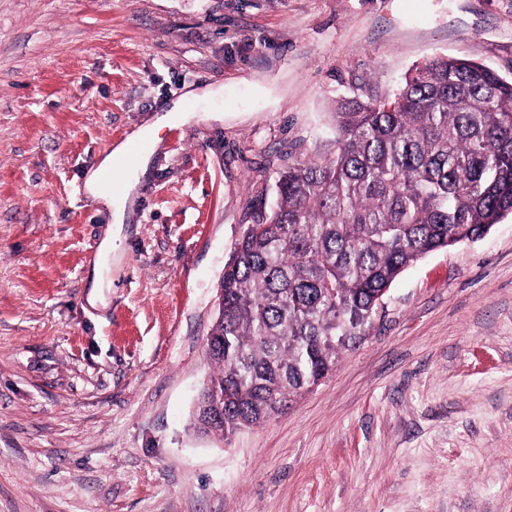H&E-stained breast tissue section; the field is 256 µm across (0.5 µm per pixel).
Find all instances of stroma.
<instances>
[{
	"mask_svg": "<svg viewBox=\"0 0 512 512\" xmlns=\"http://www.w3.org/2000/svg\"><path fill=\"white\" fill-rule=\"evenodd\" d=\"M439 55L511 79L512 0H0V512H512V215L404 271L286 411L189 428L270 171ZM205 88L223 118L160 132L89 305L112 210L77 186Z\"/></svg>",
	"mask_w": 512,
	"mask_h": 512,
	"instance_id": "1",
	"label": "stroma"
}]
</instances>
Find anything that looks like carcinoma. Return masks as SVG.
<instances>
[{"label":"carcinoma","mask_w":512,"mask_h":512,"mask_svg":"<svg viewBox=\"0 0 512 512\" xmlns=\"http://www.w3.org/2000/svg\"><path fill=\"white\" fill-rule=\"evenodd\" d=\"M512 214V80L436 57L390 99L364 83L336 105V148L288 156L273 205L224 264L206 345L228 439L323 379L368 335L394 280L425 255L477 240Z\"/></svg>","instance_id":"1"}]
</instances>
